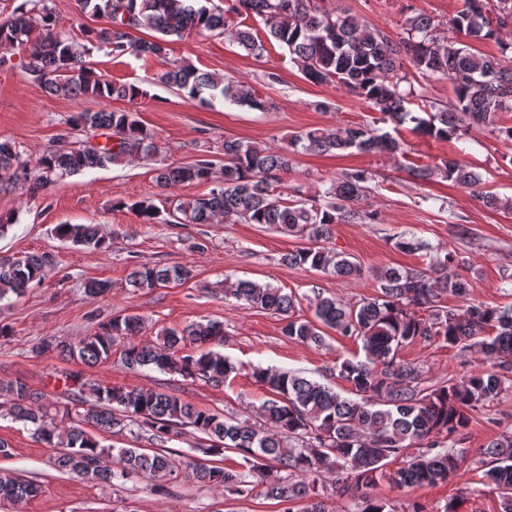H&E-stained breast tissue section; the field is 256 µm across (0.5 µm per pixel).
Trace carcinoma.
<instances>
[{"label": "carcinoma", "instance_id": "carcinoma-1", "mask_svg": "<svg viewBox=\"0 0 512 512\" xmlns=\"http://www.w3.org/2000/svg\"><path fill=\"white\" fill-rule=\"evenodd\" d=\"M487 0H464L453 19L455 35L440 37L430 17L407 18L404 36L392 40L377 30L357 24L343 11L328 10L319 0H234L230 11L260 19L268 35L285 45L291 61L314 84L334 82L359 96L382 121L434 140L460 138L473 127H487L512 142V126H495L496 112L512 106V65L492 56L468 51L459 40L499 36L512 24V0H495L494 16ZM19 4L0 22V64L8 53L22 51L21 66L31 79L52 95L91 96L133 102L146 96L132 83L116 84L97 74L86 61L88 48L58 31L52 7L42 5L33 18ZM83 13L102 16V26L87 31L86 41L110 49L115 57H155L165 63L158 81L182 91L200 105L220 96L224 100L263 111L266 103L242 83L224 81L191 64L168 58L169 38L185 33L223 34L226 10L197 0H78ZM142 29L157 36L145 40ZM236 43L259 56L264 46L248 30L234 34ZM419 73L449 80L456 99L447 109L419 116L406 107L412 91L401 88L405 63ZM107 130L117 144L94 148L73 141L72 130ZM58 148L39 157L33 169L20 164L15 146L0 140V184L19 177L37 194L60 179L88 168H105L124 158L158 152L154 135L136 112L101 109L78 112L57 135ZM354 149L361 153L405 154L404 142L390 132L360 125L317 128L293 136L273 149L238 140H224V165L216 168L205 157L192 163L155 169L158 187L168 189L192 183H212L209 194L178 198L168 212L148 200L118 202L141 224H261L291 236L305 237L311 245L280 258L288 266H307L336 278H356L360 267L329 246L337 224L376 220L356 205L367 196L372 175L351 169L331 180L322 198L285 199L273 193V183L292 166L298 152L329 153ZM410 177L429 182L441 176L465 188L481 183L480 175L455 158L439 166L409 168ZM59 239L95 250L108 248V238L95 224H59ZM394 246L407 252L429 253L426 267L380 268L374 271L375 295L355 303L315 291L314 319L297 315L298 298L280 288L239 280L224 296L256 309L285 317L282 336L305 346H322L326 331L360 342L363 358L345 359L336 377L350 385L344 397L331 387L300 373L256 368L252 376L264 387L265 425L226 417L197 408L181 398L154 389L127 390L103 385L80 372L64 373L73 382L72 407L62 410L69 424L60 428L40 392L17 380H0V399L6 415L30 428L42 444L54 449L52 466L59 472L94 482L125 480L132 475L153 480L171 476L176 460L166 443L191 429L199 449L210 457L194 468V478L224 489L227 496H243L261 489L279 503L305 501L302 512H334L324 496L325 475L335 478L337 498L346 500L345 512H395L391 503L373 494L381 481L396 489H414L448 482L465 461L459 447L472 414L512 388V305L491 306L470 299L466 277L451 271L457 255L438 249L404 231ZM49 272L43 254L28 253L0 260V301L21 297ZM194 277L192 267H134L127 276L132 291L182 285ZM451 295L461 305L450 307ZM145 327L142 317L116 315L98 325L76 345L42 343L37 351H56L63 360L95 366L112 356L116 338L126 339L122 359L127 367H150L184 379L213 385L237 372L224 354L213 349L187 353L189 345L223 344L224 325L217 321L192 323L181 330L162 329L158 343L140 345L133 338ZM438 341L464 351L480 348L490 363L485 371L461 380L453 377L436 386L423 385V367L407 362L400 352L417 341ZM115 435L134 434L147 447L116 448L104 445L85 425ZM480 461L483 484L498 493L501 512H512V433L492 440ZM400 462L391 469L389 465ZM276 464L283 477L271 475ZM40 493L39 485L0 469V499L21 505Z\"/></svg>", "mask_w": 512, "mask_h": 512}]
</instances>
